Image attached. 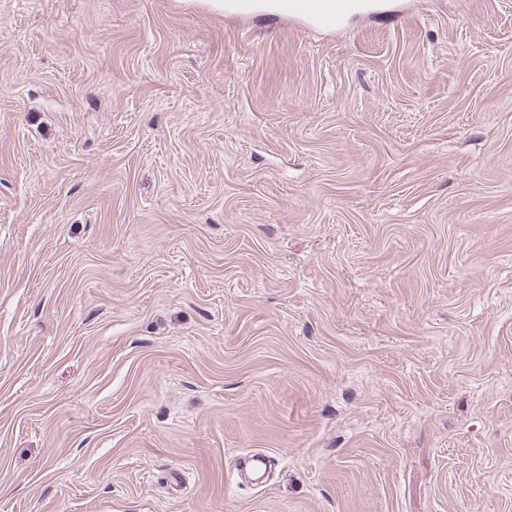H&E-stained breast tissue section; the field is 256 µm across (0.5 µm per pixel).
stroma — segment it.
Listing matches in <instances>:
<instances>
[{
	"instance_id": "35a3bbf8",
	"label": "stroma",
	"mask_w": 512,
	"mask_h": 512,
	"mask_svg": "<svg viewBox=\"0 0 512 512\" xmlns=\"http://www.w3.org/2000/svg\"><path fill=\"white\" fill-rule=\"evenodd\" d=\"M0 512H512V0H0ZM221 10L248 13L265 7L275 16L298 19L326 30H340L346 20L361 11L373 10L377 0H268L259 4L258 0H213Z\"/></svg>"
}]
</instances>
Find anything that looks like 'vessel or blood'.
<instances>
[{
	"label": "vessel or blood",
	"mask_w": 512,
	"mask_h": 512,
	"mask_svg": "<svg viewBox=\"0 0 512 512\" xmlns=\"http://www.w3.org/2000/svg\"><path fill=\"white\" fill-rule=\"evenodd\" d=\"M377 6V0H224L227 10L248 13L266 8L275 16L298 19L326 30H340L346 20L355 13L369 11Z\"/></svg>",
	"instance_id": "1"
}]
</instances>
